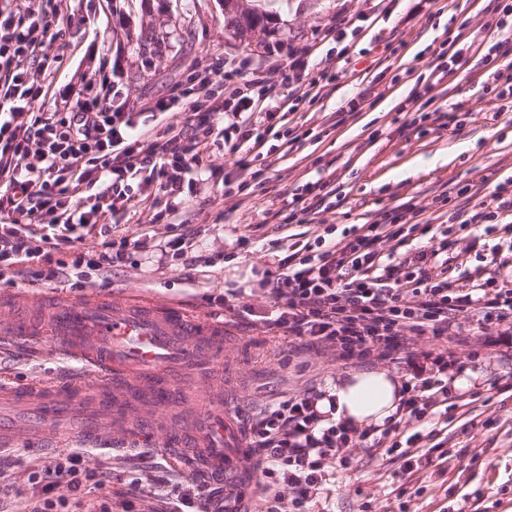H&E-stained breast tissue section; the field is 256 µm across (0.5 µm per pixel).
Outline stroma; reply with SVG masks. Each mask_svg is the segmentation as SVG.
I'll use <instances>...</instances> for the list:
<instances>
[{
  "label": "stroma",
  "mask_w": 512,
  "mask_h": 512,
  "mask_svg": "<svg viewBox=\"0 0 512 512\" xmlns=\"http://www.w3.org/2000/svg\"><path fill=\"white\" fill-rule=\"evenodd\" d=\"M443 2L444 10L420 20L424 38L407 35L399 52L401 63L416 73L425 72L433 59L425 49L427 39L449 27L475 31L494 21L485 10V0ZM242 3L262 13L264 20L239 37L224 15V0H63L65 34L48 49L60 64L48 78L43 109H53L56 101L79 90L82 79L106 67L118 76L122 100L138 111L165 97L190 65L206 66L218 54L228 62L246 56L257 60L275 45L314 46L321 29L359 7L357 0ZM378 87L383 94L373 104L345 111V103L359 90L354 76L347 74L329 98L312 107L301 106L296 119L309 128V136L284 151L266 169L264 186L246 198L229 194L224 179L235 170L222 145H212L207 165L215 175L208 181V191L182 198L183 230L192 245L175 265L140 254L133 263L113 268L108 287L97 289L41 282L17 288L0 281V378L49 386L77 373V364L57 357L48 344L15 343L11 332L22 313L16 302L21 294L46 308L60 299L81 300L95 294L121 299L137 293L205 317L221 310L209 302V295L234 287L243 289L248 305L258 310L267 307L269 300L261 288L266 269L292 243L314 240L324 230L325 225L316 223L281 228L265 221L267 212L289 211L293 189L305 182L335 174L347 198L327 220L343 229L365 222L381 208L408 201L435 212L438 195L455 182L481 184L489 190L497 180L512 177V112L495 121L475 113L458 132L442 128L420 137L402 136L396 131V107L407 87L387 76ZM242 233L252 235L254 245L238 247ZM460 236L472 244L454 260L460 272L478 268L487 276L512 275L505 264L512 252L504 250L499 258H492L484 225H468ZM470 345L479 352L467 365V377L476 389L486 390L503 371L512 369V338L487 336L476 327ZM360 369L357 363L326 361L304 346L293 356L284 344L271 349L257 331L240 326L226 337L223 356L208 369L205 385L196 384L195 374H188L182 384L181 412L166 407L157 418L177 422L181 413L192 412L204 398L216 396L247 417L284 394ZM444 447L445 472L424 465L410 476L399 473L397 464L379 450H357L350 469H337L325 512H457L461 507L466 512H512V391L493 397L476 419L455 413ZM79 449L75 439L57 450L41 447L37 435L22 434L18 446L6 451L0 512H28L32 472L57 454ZM84 452L90 466L109 472L110 491L121 489L129 473L157 474L164 459L157 447L130 454L94 448ZM404 482L418 493L403 502L393 488Z\"/></svg>",
  "instance_id": "stroma-1"
}]
</instances>
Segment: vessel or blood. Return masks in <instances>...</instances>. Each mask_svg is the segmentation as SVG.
<instances>
[{"label":"vessel or blood","instance_id":"obj_1","mask_svg":"<svg viewBox=\"0 0 512 512\" xmlns=\"http://www.w3.org/2000/svg\"><path fill=\"white\" fill-rule=\"evenodd\" d=\"M17 336L49 340L62 356L82 362L87 381L96 386L90 401L77 384L50 389L0 384V402L26 409L30 427L42 431L47 447H58L75 433L96 448L104 422L136 419L140 425L134 445L143 448L155 434L154 411L178 402V373L188 366L209 368L221 358L224 324L133 295L112 303L95 298L65 303L54 310L47 327L25 325ZM163 448L174 456L195 449L209 479L238 485V494L225 499L224 512H246L257 479L240 464L246 443L227 403L207 400L195 415L166 432Z\"/></svg>","mask_w":512,"mask_h":512}]
</instances>
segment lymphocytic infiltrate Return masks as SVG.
Segmentation results:
<instances>
[{"label": "lymphocytic infiltrate", "mask_w": 512, "mask_h": 512, "mask_svg": "<svg viewBox=\"0 0 512 512\" xmlns=\"http://www.w3.org/2000/svg\"><path fill=\"white\" fill-rule=\"evenodd\" d=\"M361 2L362 9L323 35L331 44L329 56L347 64L352 57L345 29L390 10L385 0ZM44 3L34 12L21 0H0V176L6 179L0 192V274L12 270L49 283L68 278L77 288L104 282L112 267L147 248L146 236H112L114 216L140 203L135 183L157 182L170 202L153 219L176 223L177 198L202 192L203 160L219 141L237 171L239 190H248L277 151L262 138L265 123L300 104L323 101L336 89L338 73L317 61L313 50H273L258 61L216 57L205 70L190 68L168 97L143 113L115 104L118 83L104 70L75 100L41 112L45 84L31 74L29 62L38 58L51 66L47 49L60 14L58 0ZM487 8L495 15L496 36L479 42L464 29L444 30L427 75L416 77L399 104L409 115L404 130L421 131L435 114L454 130L464 128L472 111L463 102L433 111L428 105L434 90L466 64L489 96V111L512 112V0H488ZM466 43L474 45L473 57H464ZM166 114L184 120L155 133L153 121ZM441 199L449 206L448 226L438 235L416 205L405 203L378 210L374 221L341 238L319 236L294 245L265 272L270 305L263 312L243 303L242 289L217 296L225 323L248 321L272 342H298L335 362L387 360L410 372L396 413L381 428L361 429L320 411L318 403L327 396L322 386L281 396L246 419L244 462L260 475L253 512H310L336 468L349 467L359 448L387 445L402 459V472H413L412 450L423 435L406 432L405 425L447 404L448 369L457 360L451 352L413 349L412 341L445 338L467 346L459 318L472 311L489 335L512 322L511 279L469 274L458 286L450 276L457 247L451 225L512 220V179L485 194L457 183ZM292 201L288 224L330 212L343 197L335 179L321 178L297 186ZM85 230L98 232L99 249L80 248ZM392 241L405 251L399 259L383 260V247ZM47 471L54 480L32 496L29 512H209L222 503L221 489L195 477L173 486L166 497L146 491L139 477L110 495L78 497L83 484L100 488L107 478L105 471L86 469L79 451L54 459Z\"/></svg>", "instance_id": "lymphocytic-infiltrate-1"}]
</instances>
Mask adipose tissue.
Wrapping results in <instances>:
<instances>
[{
  "mask_svg": "<svg viewBox=\"0 0 512 512\" xmlns=\"http://www.w3.org/2000/svg\"><path fill=\"white\" fill-rule=\"evenodd\" d=\"M400 382L384 370L371 369L352 373L337 380L329 390L336 396L335 405L320 401L321 410L335 408L339 417L357 427L383 425L399 404Z\"/></svg>",
  "mask_w": 512,
  "mask_h": 512,
  "instance_id": "adipose-tissue-1",
  "label": "adipose tissue"
}]
</instances>
